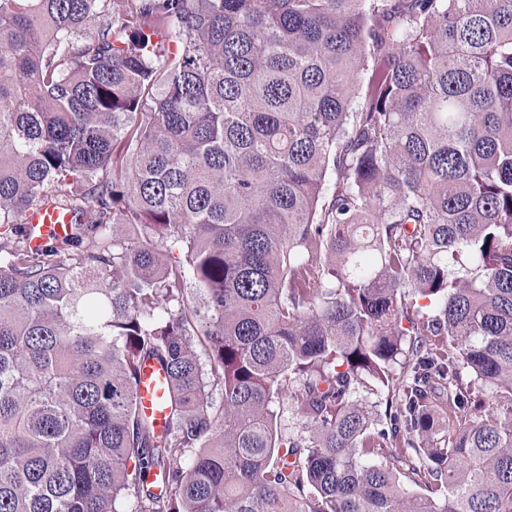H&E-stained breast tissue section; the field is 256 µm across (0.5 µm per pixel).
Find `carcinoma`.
Instances as JSON below:
<instances>
[{
	"label": "carcinoma",
	"mask_w": 512,
	"mask_h": 512,
	"mask_svg": "<svg viewBox=\"0 0 512 512\" xmlns=\"http://www.w3.org/2000/svg\"><path fill=\"white\" fill-rule=\"evenodd\" d=\"M129 495L512 512V0H0V512ZM25 229L32 248L42 246L53 233L58 237L64 235L74 224V214L63 211L56 204L47 202L43 206L29 211L24 219ZM166 385L167 375L162 366L158 362L147 361L141 370L137 397L141 410L152 416L159 427L168 414L164 403Z\"/></svg>",
	"instance_id": "carcinoma-1"
}]
</instances>
